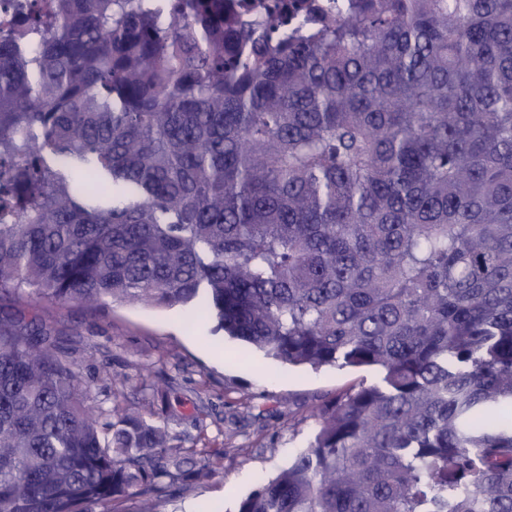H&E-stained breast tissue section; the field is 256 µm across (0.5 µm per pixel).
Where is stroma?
<instances>
[{
    "mask_svg": "<svg viewBox=\"0 0 512 512\" xmlns=\"http://www.w3.org/2000/svg\"><path fill=\"white\" fill-rule=\"evenodd\" d=\"M52 325L98 404L109 407L112 392L154 398L170 387L168 399H154L156 416L167 408L191 415L206 406L204 431L186 425L189 438L224 450L216 476L205 485L192 479L171 486L159 512H234L238 503L284 468L311 434L312 410L323 398L360 383H377L376 368L317 369L288 366L239 342L212 335L209 322L185 309L115 307L91 309L76 303L0 302Z\"/></svg>",
    "mask_w": 512,
    "mask_h": 512,
    "instance_id": "1",
    "label": "stroma"
}]
</instances>
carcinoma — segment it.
Masks as SVG:
<instances>
[{
    "label": "carcinoma",
    "mask_w": 512,
    "mask_h": 512,
    "mask_svg": "<svg viewBox=\"0 0 512 512\" xmlns=\"http://www.w3.org/2000/svg\"><path fill=\"white\" fill-rule=\"evenodd\" d=\"M0 294L376 367L236 512H512V0H0ZM0 309V512H157L190 463ZM208 483L216 466L190 471ZM281 5V16L289 25L295 22L303 13H319L328 0H277Z\"/></svg>",
    "instance_id": "1"
}]
</instances>
